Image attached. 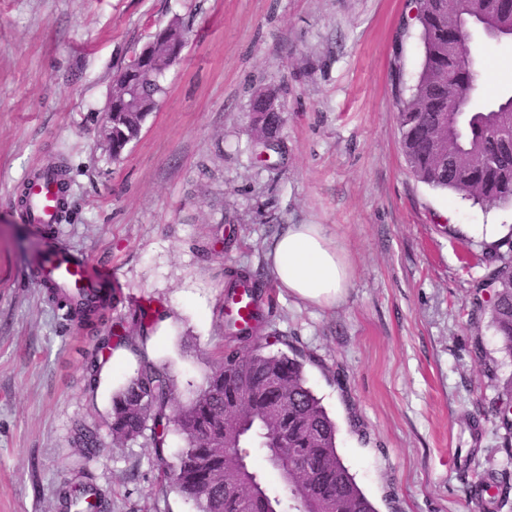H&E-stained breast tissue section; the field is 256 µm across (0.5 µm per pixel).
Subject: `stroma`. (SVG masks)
<instances>
[{
  "instance_id": "35a3bbf8",
  "label": "stroma",
  "mask_w": 512,
  "mask_h": 512,
  "mask_svg": "<svg viewBox=\"0 0 512 512\" xmlns=\"http://www.w3.org/2000/svg\"><path fill=\"white\" fill-rule=\"evenodd\" d=\"M175 19L186 45L166 95L113 158L101 130L114 76ZM481 56L482 97L512 90V44ZM421 62L406 0H0V512H59L77 480L108 512H196L160 482L145 439L113 447L112 394L138 358L122 345L98 354L46 302L30 259L59 245L117 299L101 335L157 310L144 350L182 384L224 345L226 273H260L270 349L307 357L338 453L378 512H479L482 482L507 463L490 409L512 360L489 316L474 324L469 310L512 209L411 173L396 94ZM259 94L284 108L267 159L251 121ZM51 164L69 209L46 230L26 223L20 191ZM290 224L324 225L347 251L336 305L277 286L266 253ZM81 423L100 436L90 457L74 444Z\"/></svg>"
}]
</instances>
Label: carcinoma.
Returning <instances> with one entry per match:
<instances>
[{
	"label": "carcinoma",
	"mask_w": 512,
	"mask_h": 512,
	"mask_svg": "<svg viewBox=\"0 0 512 512\" xmlns=\"http://www.w3.org/2000/svg\"><path fill=\"white\" fill-rule=\"evenodd\" d=\"M414 4L423 62L409 96L396 99L411 172L422 183L483 208L511 207L512 157H497L505 152L499 135L512 132V94L468 109L484 68L477 60L464 63L473 56L474 44L466 41L461 26L475 20L493 35L512 32V0H454L446 14L438 12L435 0ZM182 35L179 22L169 24L151 52L117 72L108 105L113 158L158 107L165 94L160 78L176 61L172 44ZM484 262L487 273L476 284L471 318L489 312L500 350L512 359V230ZM224 299L234 306L249 303L251 313L246 320L235 309L224 314V347L201 383L190 385L183 399L169 366L140 355L134 376L112 396V444L124 445L150 431L149 445L164 462L161 480L197 512H377L337 452L336 423L308 385L303 355L266 350L260 336L266 323L263 281L246 271L230 273ZM47 300L89 329L103 323L113 306L112 296L100 289L87 302L54 290ZM158 320L151 308H139L131 317L133 335L123 342L137 350L136 340L147 338ZM244 392L249 394L245 401ZM491 415L504 446L511 448V376L500 382ZM172 430L183 446L169 463L165 453ZM98 443L96 429L77 428V447L89 451ZM257 446L264 460L288 466V490L271 488L259 469L244 468V457ZM506 476L489 475L482 512H500L507 501ZM58 500L61 512H106L104 497L88 484H67Z\"/></svg>",
	"instance_id": "cac0c4a2"
}]
</instances>
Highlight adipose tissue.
Here are the masks:
<instances>
[{
	"mask_svg": "<svg viewBox=\"0 0 512 512\" xmlns=\"http://www.w3.org/2000/svg\"><path fill=\"white\" fill-rule=\"evenodd\" d=\"M269 259L279 287L319 306L336 305L351 278L348 254L321 224L289 225L274 242Z\"/></svg>",
	"mask_w": 512,
	"mask_h": 512,
	"instance_id": "1",
	"label": "adipose tissue"
}]
</instances>
